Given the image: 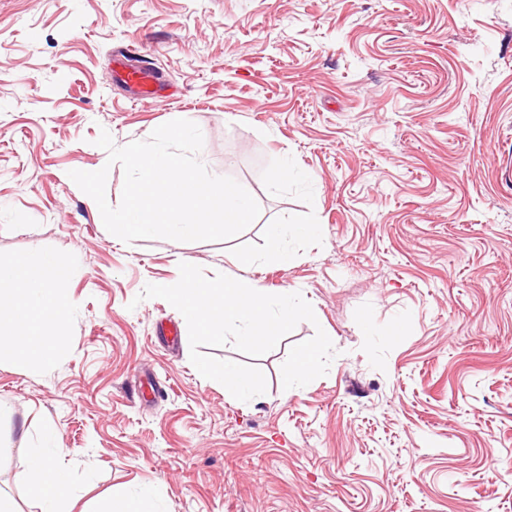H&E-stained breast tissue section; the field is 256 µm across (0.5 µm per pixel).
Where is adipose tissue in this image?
Wrapping results in <instances>:
<instances>
[{
	"instance_id": "ef3b65f1",
	"label": "adipose tissue",
	"mask_w": 512,
	"mask_h": 512,
	"mask_svg": "<svg viewBox=\"0 0 512 512\" xmlns=\"http://www.w3.org/2000/svg\"><path fill=\"white\" fill-rule=\"evenodd\" d=\"M69 272L67 259L38 253L0 266V360L24 357L47 362L63 352L71 315L63 290ZM46 441V446L29 450V490L42 512H63L71 488L56 460L67 450L54 430H47Z\"/></svg>"
}]
</instances>
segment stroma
Segmentation results:
<instances>
[{"label": "stroma", "instance_id": "obj_1", "mask_svg": "<svg viewBox=\"0 0 512 512\" xmlns=\"http://www.w3.org/2000/svg\"><path fill=\"white\" fill-rule=\"evenodd\" d=\"M129 49L161 98L114 79ZM1 60L0 265L72 261L66 352L0 363L18 512H41L24 473L48 426L71 512L145 487L161 512H512V0H0ZM174 119L260 214L223 241L114 242L69 173L109 165L101 131ZM288 222L318 230L283 260L265 231ZM183 262L310 301L262 356L213 349L263 372L257 400L204 381L180 312L139 300ZM320 329L328 373L284 388Z\"/></svg>", "mask_w": 512, "mask_h": 512}]
</instances>
